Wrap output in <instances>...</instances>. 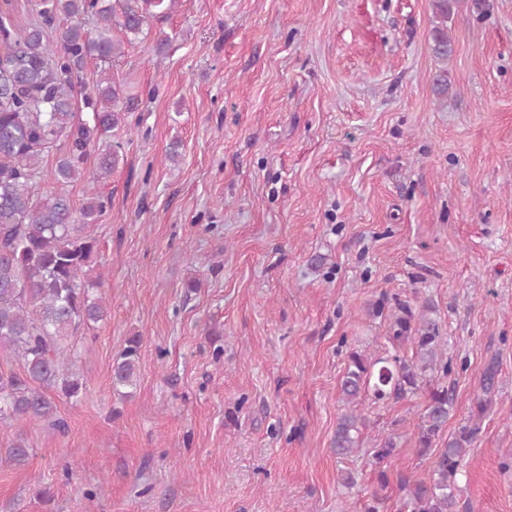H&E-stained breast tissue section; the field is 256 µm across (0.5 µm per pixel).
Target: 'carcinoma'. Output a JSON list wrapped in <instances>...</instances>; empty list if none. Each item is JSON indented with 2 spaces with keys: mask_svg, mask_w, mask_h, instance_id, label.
<instances>
[{
  "mask_svg": "<svg viewBox=\"0 0 512 512\" xmlns=\"http://www.w3.org/2000/svg\"><path fill=\"white\" fill-rule=\"evenodd\" d=\"M164 0H38L40 16L74 20L53 45L36 26L20 28L9 22L3 0L0 9V351L20 363V371L0 369V422H44L60 431L65 423L57 415L56 399L74 404L86 395L78 352L71 338L80 326L90 327L107 318L108 309L100 283L87 278L97 253L90 226L105 210L108 200L96 192L81 205L65 192L67 184L85 180L95 186L108 178L120 162V146L104 143L97 136L118 126L135 109L136 97L124 95L112 84H96L80 92L73 67L88 56L102 61L120 58L136 44L152 17L150 8ZM458 0H433L436 24L431 30V50L446 61L453 52L448 19ZM94 16L95 34L84 30L82 16ZM83 94L88 119L75 122L73 104ZM70 141L68 151L57 161L55 185L45 188L38 181L45 152L61 139ZM97 146V163L84 166L89 147ZM402 315L393 326L391 340L411 342L416 360L398 356L369 360L358 352L349 354L341 392L351 409L336 425L332 447L347 455L359 447L361 415L352 408L362 393L376 401L427 399L424 420L415 442L433 447L452 409L447 387L432 383L436 374L448 375L452 365L443 356L446 340L436 323L422 312L415 314L399 304ZM142 337H130L112 365V391L122 397L133 394ZM496 368L486 367L482 391L486 398L478 408L485 411L494 386ZM476 428L465 424L438 450L431 474L414 483L401 481L406 490L405 512H456L458 474L466 448ZM396 437L388 436L372 449L380 463L394 454ZM33 449L18 433L5 461L21 465Z\"/></svg>",
  "mask_w": 512,
  "mask_h": 512,
  "instance_id": "1",
  "label": "carcinoma"
}]
</instances>
